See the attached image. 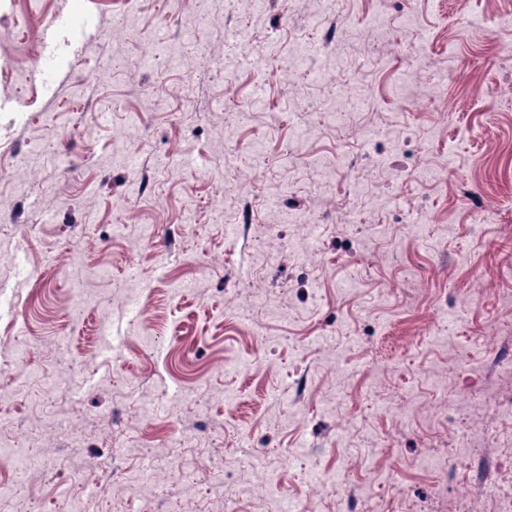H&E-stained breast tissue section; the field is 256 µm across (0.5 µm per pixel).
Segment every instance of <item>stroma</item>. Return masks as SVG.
Masks as SVG:
<instances>
[{
    "mask_svg": "<svg viewBox=\"0 0 512 512\" xmlns=\"http://www.w3.org/2000/svg\"><path fill=\"white\" fill-rule=\"evenodd\" d=\"M400 11L345 62L288 0H0V425L70 422L34 478L0 468V512H456L465 452L470 512L512 493V420L444 416L493 378L486 321L512 360V112L474 94L512 67V0ZM61 14L99 27L48 88L40 38L8 49Z\"/></svg>",
    "mask_w": 512,
    "mask_h": 512,
    "instance_id": "obj_1",
    "label": "stroma"
}]
</instances>
